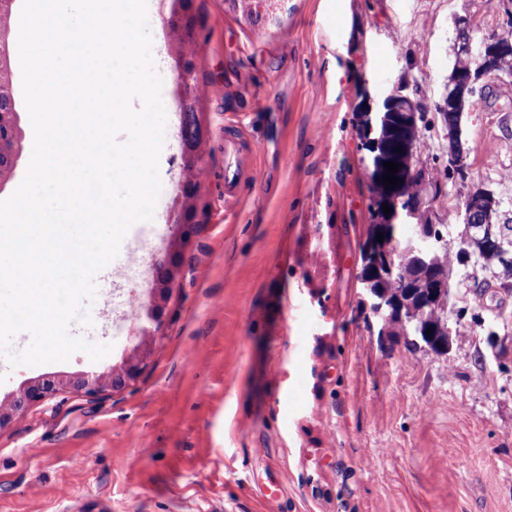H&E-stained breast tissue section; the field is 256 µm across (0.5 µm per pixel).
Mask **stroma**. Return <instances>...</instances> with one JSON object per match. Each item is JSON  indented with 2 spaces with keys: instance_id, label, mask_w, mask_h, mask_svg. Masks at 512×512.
I'll return each mask as SVG.
<instances>
[{
  "instance_id": "35a3bbf8",
  "label": "stroma",
  "mask_w": 512,
  "mask_h": 512,
  "mask_svg": "<svg viewBox=\"0 0 512 512\" xmlns=\"http://www.w3.org/2000/svg\"><path fill=\"white\" fill-rule=\"evenodd\" d=\"M194 5L205 215L164 336L122 393H63L0 430V512H512V286L499 266L453 263L444 355L380 334L358 281L367 99L397 89L418 107L414 162L433 197L422 222L462 233L476 185L512 219V76L483 80L463 115L466 176L449 169L439 114L459 30L512 35V17L500 0H284L255 26L223 0ZM171 10L148 0L167 115L155 217L96 277L113 308L70 328L113 349L14 369L0 358L1 398L43 375L106 371L152 326L151 258L178 231L185 177ZM229 128L248 160L232 200Z\"/></svg>"
}]
</instances>
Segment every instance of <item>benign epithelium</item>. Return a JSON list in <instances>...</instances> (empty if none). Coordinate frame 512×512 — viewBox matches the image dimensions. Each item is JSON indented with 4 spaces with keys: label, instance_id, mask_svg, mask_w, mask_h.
I'll use <instances>...</instances> for the list:
<instances>
[{
    "label": "benign epithelium",
    "instance_id": "obj_1",
    "mask_svg": "<svg viewBox=\"0 0 512 512\" xmlns=\"http://www.w3.org/2000/svg\"><path fill=\"white\" fill-rule=\"evenodd\" d=\"M234 9H243L247 18L260 15L266 19L273 16L282 0H225ZM9 31L0 25V74L9 72ZM458 61L447 85L443 104V117H452L448 129V159L464 171L466 150L462 141V115L470 106V97L475 86L487 75L497 72L512 74V38L492 36L484 39L477 52H472L471 38L467 28L459 35ZM183 96L181 110L195 105V70L181 67ZM363 131L370 142V153L366 165L372 187L371 204L380 213L377 231L383 233V241L372 239L369 244L371 274L366 276L365 303L371 313L385 322L395 314L406 324L415 325L417 314L425 307L438 309L439 320L431 325L433 332L427 335L426 350L445 354L450 346L448 328V296L450 283L448 264L443 257L448 253V236L435 231L434 227L415 221L423 208L429 207L425 180L414 164L419 137L418 113L415 103L407 96L393 92L387 95L376 108H368L362 115ZM19 113L0 107V178H5L16 166L21 155L22 135L19 131ZM207 137V129L200 127L198 139L192 145H182V168H197L202 160L201 145ZM402 151H397V148ZM400 164L397 176L402 182L390 187L383 184L387 173L384 163ZM179 194L184 200L183 213L194 204L199 186L192 178L179 185ZM388 204L391 213H383V204ZM500 209V201L482 187H476L465 204L463 224L465 235L479 245L482 254L494 255L506 264L512 263V245L500 236L493 225V218ZM402 221L410 227L403 251L393 248L394 237L389 225ZM197 219L182 220L179 232L163 251L152 259L154 274L153 293L148 305V316L161 328L166 318V303L171 291L179 284L184 267V249L198 232ZM412 270L398 281L399 290L392 295L376 286V282L393 276L406 263ZM137 343L133 354L120 365L103 373H60L38 377L28 381L18 391L0 399V430L10 426L33 405L52 398L61 392L83 393L97 396L105 392L118 394L126 390L148 366L150 343L154 337L145 333L135 337Z\"/></svg>",
    "mask_w": 512,
    "mask_h": 512
}]
</instances>
